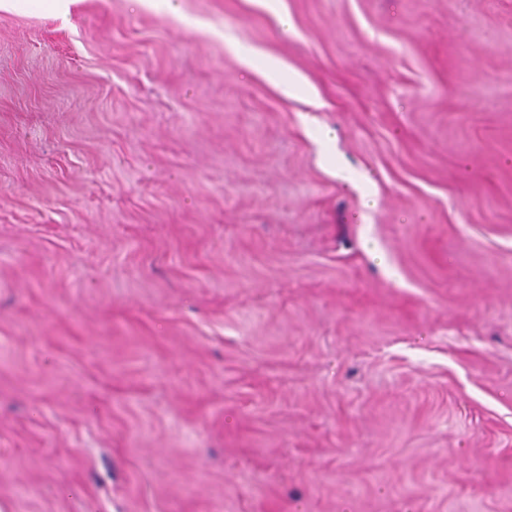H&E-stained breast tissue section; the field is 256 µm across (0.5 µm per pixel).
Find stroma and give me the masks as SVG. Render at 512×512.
I'll use <instances>...</instances> for the list:
<instances>
[{
    "label": "stroma",
    "instance_id": "obj_1",
    "mask_svg": "<svg viewBox=\"0 0 512 512\" xmlns=\"http://www.w3.org/2000/svg\"><path fill=\"white\" fill-rule=\"evenodd\" d=\"M0 512H512V0L0 10Z\"/></svg>",
    "mask_w": 512,
    "mask_h": 512
}]
</instances>
